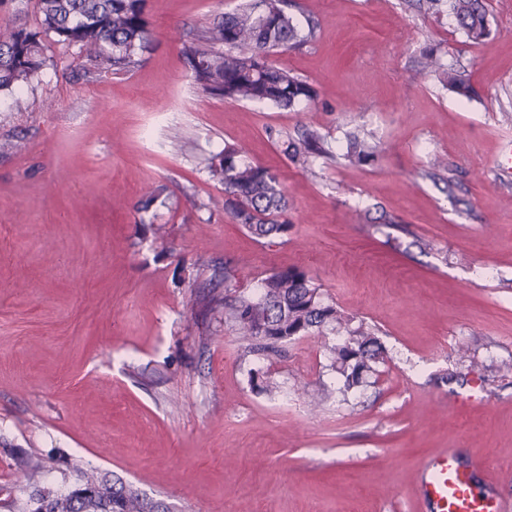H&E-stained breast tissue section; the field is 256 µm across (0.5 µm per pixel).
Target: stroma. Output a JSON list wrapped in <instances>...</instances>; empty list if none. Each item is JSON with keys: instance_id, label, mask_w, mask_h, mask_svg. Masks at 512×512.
I'll return each mask as SVG.
<instances>
[{"instance_id": "obj_1", "label": "stroma", "mask_w": 512, "mask_h": 512, "mask_svg": "<svg viewBox=\"0 0 512 512\" xmlns=\"http://www.w3.org/2000/svg\"><path fill=\"white\" fill-rule=\"evenodd\" d=\"M239 2L148 0L151 42L119 76L47 38L33 83L0 94V142L26 145L0 152V487L25 497L16 460L38 456L66 490L78 457L179 512H423L420 467L452 449L485 460L512 512V377L496 372L512 360V184L494 173L512 143V0H487L480 45L411 0H295L314 34L273 61L317 96L291 109L202 96L183 64L189 34ZM430 50L471 97L422 73ZM352 131L375 162L345 161ZM309 132L330 155L289 159L283 142ZM228 144L285 189L276 243L224 209L207 166ZM283 268L376 325L377 381L339 393L335 336L270 363L223 308L201 312ZM462 345L485 366L476 381L448 378ZM253 368L279 391L252 388Z\"/></svg>"}]
</instances>
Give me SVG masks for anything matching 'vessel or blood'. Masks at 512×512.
Returning <instances> with one entry per match:
<instances>
[{"instance_id":"obj_1","label":"vessel or blood","mask_w":512,"mask_h":512,"mask_svg":"<svg viewBox=\"0 0 512 512\" xmlns=\"http://www.w3.org/2000/svg\"><path fill=\"white\" fill-rule=\"evenodd\" d=\"M484 469V462L477 457L467 467L451 452L428 458L419 472L420 495L427 512H502L499 499L476 480Z\"/></svg>"}]
</instances>
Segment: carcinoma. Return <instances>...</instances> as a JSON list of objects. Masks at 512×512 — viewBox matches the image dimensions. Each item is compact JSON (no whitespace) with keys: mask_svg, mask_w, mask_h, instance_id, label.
Instances as JSON below:
<instances>
[{"mask_svg":"<svg viewBox=\"0 0 512 512\" xmlns=\"http://www.w3.org/2000/svg\"><path fill=\"white\" fill-rule=\"evenodd\" d=\"M446 4L458 28L474 44L490 35L488 13L482 0H429ZM288 0H242L230 13L215 16L200 34L187 40L181 55L206 97L234 102L258 101L289 109L311 101L316 90L307 81L274 65L270 55L304 43L303 35L287 11ZM40 28L32 29L11 19L0 22V93L12 94L29 85L46 64L43 36L76 46L84 55L87 72L123 75L138 65L139 54L150 41L148 0H36ZM424 69L439 78L443 87L469 93L462 76L430 54ZM291 160H308L329 154L316 133L283 142ZM377 146L359 132L349 133L351 165L375 159ZM240 150L227 144L208 166L212 181L224 185V209L257 240L273 243L290 229L288 200L270 169L240 161ZM234 274L224 265V295L211 296L206 306L224 309V325L235 332L248 353L279 358L288 343L301 337L320 340L332 331L343 337L329 346L330 368L346 395L365 384L366 375L384 360L376 326L327 304L321 286L298 269H275L262 278L257 292L231 291ZM24 482L33 490L25 502L13 499L9 512H172L162 498L151 497L120 478L86 468L74 461L70 489L59 492L39 485L45 464L28 457L19 463Z\"/></svg>","mask_w":512,"mask_h":512,"instance_id":"cac0c4a2","label":"carcinoma"}]
</instances>
